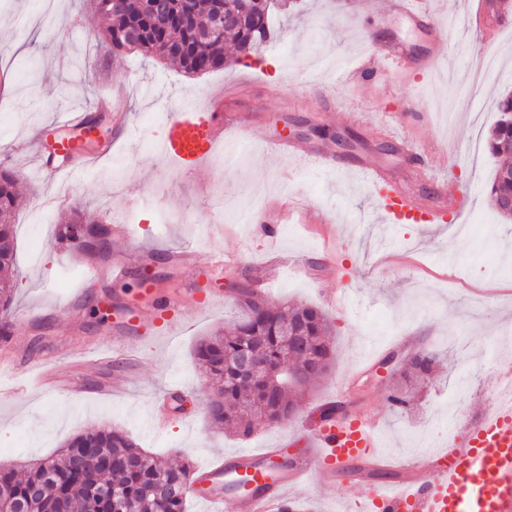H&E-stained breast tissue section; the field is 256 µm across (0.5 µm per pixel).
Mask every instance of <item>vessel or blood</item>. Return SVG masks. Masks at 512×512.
<instances>
[{"label":"vessel or blood","instance_id":"b4317fda","mask_svg":"<svg viewBox=\"0 0 512 512\" xmlns=\"http://www.w3.org/2000/svg\"><path fill=\"white\" fill-rule=\"evenodd\" d=\"M390 14L409 19L416 26L434 31L432 16L411 7L409 0H388ZM441 36L435 35L427 52L412 55L395 39L376 41L360 62L347 64L338 72L341 83L377 86L389 66L421 69L445 60ZM58 132L52 151L35 142L37 171L41 180H77L95 159L111 155L114 144L104 141L95 152H83L79 137L90 136L87 114L65 112L54 122ZM236 132L240 143L250 139L242 114L215 96L212 105L200 108L195 100L176 99L167 115L163 150L181 170L197 173L210 156L224 145V136ZM274 158H313L329 170L348 169L359 174L379 195L383 213L398 223L443 224L447 221L444 200L457 199L458 184L439 179L430 165L437 148L403 141L404 155L415 174L434 187L433 194L417 196L408 192L392 171L365 158L344 159L327 148L286 138L269 140ZM304 204L294 193L278 195L276 206H263L249 216L261 225L264 236L275 240L277 225L302 216ZM223 288L198 277L185 293L170 295L166 290L143 289L134 304L113 307L120 335L149 330L169 332L188 325L204 305L223 303ZM135 361L136 349L108 345L105 352L83 347L69 351L55 366L41 373L40 381L65 387L74 368L98 365L103 358ZM301 428L308 443L304 456L290 455L286 444L258 450L239 449L216 453L207 464L197 467L189 486L191 497L203 503L207 512H283L291 491L309 477L332 487L345 477L364 493L366 512H512V401L502 400L484 411L472 426L454 431L448 447L419 453L407 460H387L379 451L377 420L349 416L345 419L321 416L312 411ZM393 472L391 481L380 484L379 471Z\"/></svg>","mask_w":512,"mask_h":512}]
</instances>
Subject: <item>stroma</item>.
Listing matches in <instances>:
<instances>
[{
    "label": "stroma",
    "instance_id": "obj_1",
    "mask_svg": "<svg viewBox=\"0 0 512 512\" xmlns=\"http://www.w3.org/2000/svg\"><path fill=\"white\" fill-rule=\"evenodd\" d=\"M364 15L362 0H291L272 11L274 36L261 49L205 75L186 76L179 65L145 59L136 51L111 52L100 46L104 23L87 0H0V69L9 74L0 95V166L18 176L15 226L16 262L9 339L22 355L20 375L49 364L76 346L98 344L113 328L99 321L93 305L104 296L134 301L145 281L172 292L193 283L191 271L166 263L164 250L191 246L197 264L209 268L210 236L219 232L224 251L236 263L210 270L215 284L229 287L240 276L258 277L265 253L274 249L302 260L285 270L273 285L274 303L321 307L334 327V355L328 373L298 398V418L284 425H260L243 438L215 429L207 412L213 393L194 357L196 341L223 330L240 317L232 295L223 304L203 307L188 328L135 338L143 353L133 366L128 391L110 401L96 387L122 377L121 367H90L73 379L74 394L55 396L43 390L0 395V462L21 463L57 454L69 438L94 427L111 426L130 434L145 451L171 462L196 464L215 451L265 448L286 440L303 448L299 418L325 399L348 391L349 410L359 417L381 416L380 441L391 457L437 448L454 427L470 426L498 397L495 372L512 360V222L492 207L487 191L497 160L486 135L499 118L497 98L512 90V30L495 44L467 24V0H425L448 36V59L406 77L389 70L382 87H349L335 82L340 65L367 55L377 38L398 37L417 53L430 41L427 30L404 18L385 15V0ZM491 56L497 70L488 77L480 102H472L463 78L478 57ZM36 63L42 87L22 92L28 63ZM126 89L133 138L110 156L97 160L79 183L39 181L31 157L15 154L13 143L34 138L70 108H92L98 97ZM237 92L240 111L253 118L252 138L240 147L227 136L204 173L182 172L166 158L163 140L167 100L182 94L197 98L225 90ZM352 99L365 101L362 121L351 124L343 110ZM414 105L430 122L414 128L415 136L436 142L441 154L435 170L449 168L462 190L459 202L447 203L444 224H408L376 214L370 186L353 174L319 169L297 159L296 184L312 214L301 224H284L274 244L254 225L238 223L258 202L274 201L282 182L279 161L266 146L268 137L287 134L346 158L366 156L394 170L411 192L427 194L429 183L409 176L401 151L387 152L378 110ZM46 196H67L61 211L42 206ZM223 200V212L214 203ZM329 214L330 227L317 224L314 212ZM89 224L133 227L131 241L116 240L100 263L104 276L87 283L83 302L73 316L57 313L58 303L80 279L68 265L70 244L59 234L73 218ZM365 224L357 236V224ZM154 249L152 261L112 276L114 259L133 258ZM347 292L352 310L334 306L333 296ZM430 350L435 377L417 388L407 411L393 409L388 396L402 383L386 375L381 363L394 352ZM181 388L186 413L173 417L167 432L151 431V402L168 389ZM359 491L343 481L333 489L309 481L297 489L295 503L310 512H358Z\"/></svg>",
    "mask_w": 512,
    "mask_h": 512
}]
</instances>
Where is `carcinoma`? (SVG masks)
I'll list each match as a JSON object with an SVG mask.
<instances>
[{
  "label": "carcinoma",
  "mask_w": 512,
  "mask_h": 512,
  "mask_svg": "<svg viewBox=\"0 0 512 512\" xmlns=\"http://www.w3.org/2000/svg\"><path fill=\"white\" fill-rule=\"evenodd\" d=\"M93 12L106 18L100 43L112 51L136 50L146 58L177 62L188 75L224 68V41L231 38L239 54L258 51L271 35L270 0H224L226 14L237 18L224 33L211 35L208 23L219 0H168L167 12L152 14L148 0H90ZM500 113L489 135L492 154L512 152V91L497 102ZM16 177L0 168V270L14 265L13 210ZM489 198L505 218L512 200V162L497 166ZM295 322L306 346L294 355L288 344L286 322ZM333 326L313 306L269 303L253 316L234 322L222 336L201 339L194 355L207 378L218 383L209 405L212 421L248 437L253 418L263 406L261 387L239 381L237 359L259 347L262 359L275 372L291 365L307 369V382L322 378L332 362ZM433 359L412 354L404 371L406 380L430 378ZM194 465H175L144 452L123 431L101 427L66 441L59 454L27 463L21 476L14 466L0 464V504L13 512H123L134 501L139 512H185L182 488L193 478Z\"/></svg>",
  "instance_id": "obj_1"
}]
</instances>
